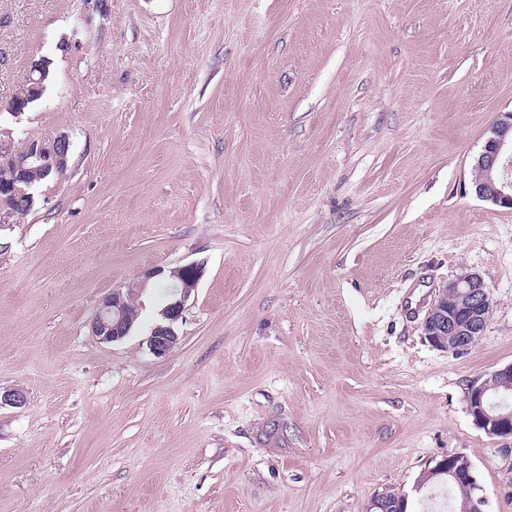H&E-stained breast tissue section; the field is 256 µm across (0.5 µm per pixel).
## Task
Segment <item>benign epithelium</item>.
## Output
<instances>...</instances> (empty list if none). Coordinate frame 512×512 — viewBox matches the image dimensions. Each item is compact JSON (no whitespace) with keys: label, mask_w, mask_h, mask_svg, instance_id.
Instances as JSON below:
<instances>
[{"label":"benign epithelium","mask_w":512,"mask_h":512,"mask_svg":"<svg viewBox=\"0 0 512 512\" xmlns=\"http://www.w3.org/2000/svg\"><path fill=\"white\" fill-rule=\"evenodd\" d=\"M48 75L46 62L32 64L26 86L20 93L24 99L37 100L44 91ZM70 141L59 135L49 143L30 141L20 150L0 144V158L7 162L12 177L0 184V212L6 217L16 215L13 200L22 197L26 205L33 203L29 189L34 181L51 173L61 175L68 167ZM475 167L482 175V182L475 188L476 196L495 206L512 209V112L502 114L489 128V136L478 156ZM202 268L185 264L168 271L155 269L144 274L133 284L138 292L147 283L162 275L169 280L170 300L160 311L161 322L156 324L148 339L151 352L157 357L168 355L178 344L175 325L183 319L186 303L197 289ZM442 293L461 296L450 307L440 305L436 297L424 321V336L428 342L444 351L458 353L471 347L483 334L492 311L489 289L475 273H463L446 283ZM123 292L112 291L103 301L92 321L93 334L103 343L120 341L131 331L132 324L123 312ZM512 391V363L501 366L484 379L472 382L468 389V411L474 425L491 437L512 438V409L491 402L495 394ZM437 467L448 472L458 483L469 485L475 496L470 498L467 512H486V498L480 494L481 486L471 461L462 454H450L437 462Z\"/></svg>","instance_id":"7a95c632"}]
</instances>
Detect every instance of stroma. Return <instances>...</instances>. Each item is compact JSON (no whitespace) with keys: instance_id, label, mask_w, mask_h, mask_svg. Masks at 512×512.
Returning <instances> with one entry per match:
<instances>
[{"instance_id":"stroma-1","label":"stroma","mask_w":512,"mask_h":512,"mask_svg":"<svg viewBox=\"0 0 512 512\" xmlns=\"http://www.w3.org/2000/svg\"><path fill=\"white\" fill-rule=\"evenodd\" d=\"M0 143L66 135V173L0 224V512H367L471 460L512 512V439L468 412L512 363V210L474 192L512 112V0H0ZM201 263L155 357L91 322ZM493 310L452 354L438 290ZM48 75L46 68V62L44 60L35 61L32 64L30 76L26 86L23 88L21 93L17 96H22L24 99L37 100L39 99L44 91V81ZM16 96V97H17ZM15 97V98H16ZM15 98L7 104L5 107L10 112H19L17 109ZM448 305L441 307L442 294ZM450 293H454L449 295ZM492 311L489 289L475 273H463L446 283L432 303L424 321V336L440 350L458 353L471 347L483 334ZM123 292L112 290L103 301L92 321L93 334L103 343L120 341L131 331L132 323H128L123 312Z\"/></svg>"}]
</instances>
